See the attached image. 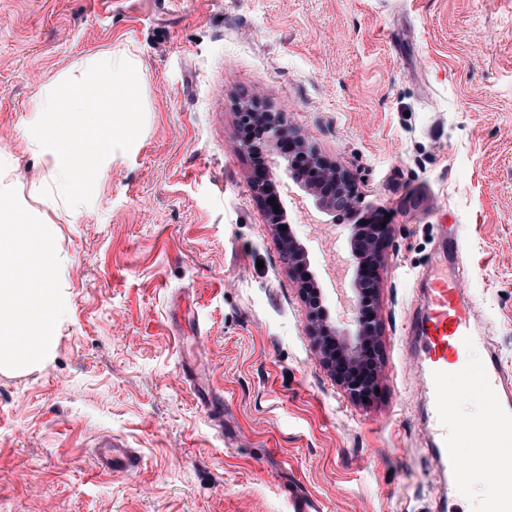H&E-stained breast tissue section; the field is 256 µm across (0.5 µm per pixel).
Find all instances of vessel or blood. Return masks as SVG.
I'll return each instance as SVG.
<instances>
[{
  "label": "vessel or blood",
  "mask_w": 512,
  "mask_h": 512,
  "mask_svg": "<svg viewBox=\"0 0 512 512\" xmlns=\"http://www.w3.org/2000/svg\"><path fill=\"white\" fill-rule=\"evenodd\" d=\"M409 339L424 392L423 428L454 496H465L469 485L470 466L459 452L465 442L490 449L493 482L512 486V373L489 350L488 333L464 297L461 278L449 275L447 264L429 272L424 303L409 318ZM480 345L488 353L478 361L473 353ZM474 394L485 400L486 412L460 415L459 400ZM96 460L103 472L132 474L140 467L134 449L109 438L102 441Z\"/></svg>",
  "instance_id": "1"
}]
</instances>
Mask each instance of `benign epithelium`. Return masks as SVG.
I'll return each mask as SVG.
<instances>
[{"label":"benign epithelium","instance_id":"7a95c632","mask_svg":"<svg viewBox=\"0 0 512 512\" xmlns=\"http://www.w3.org/2000/svg\"><path fill=\"white\" fill-rule=\"evenodd\" d=\"M241 132L237 149L240 153L254 157L258 165L253 169L251 186L255 195L266 202V220L275 231L288 223V211L279 192L274 190V183L287 185L292 182L312 197L316 206L327 213L346 208L356 214L362 210V198L350 173L334 162L325 159L316 148L308 145L299 132L288 125L283 112H265L260 107L244 106L240 113ZM295 142L294 152L298 158L288 157L284 167L286 181H281L272 165L267 163V156L284 140ZM274 202H269V199ZM279 209H274L273 205ZM390 227L374 223L350 225L349 243L352 256L357 260L356 277L353 283V317L349 326H330L323 323L316 311H310L311 331L320 336L327 333L331 340L339 343L344 360L354 361L359 357L363 343L371 338L381 336L377 316L368 317L359 305L360 295L368 291L377 297L381 288L380 271L385 252L390 242ZM279 244L291 270L307 263L308 250L293 234L288 237L278 236ZM336 381L353 399L361 398L370 383L345 381L336 368H331Z\"/></svg>","mask_w":512,"mask_h":512}]
</instances>
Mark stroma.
Wrapping results in <instances>:
<instances>
[{"mask_svg":"<svg viewBox=\"0 0 512 512\" xmlns=\"http://www.w3.org/2000/svg\"><path fill=\"white\" fill-rule=\"evenodd\" d=\"M103 52L146 76L144 126L69 207L29 128L43 86ZM285 113L393 229L378 393L321 361L238 106ZM0 205L51 226L64 305L45 364L0 372V512H472L448 498L404 351L420 282L459 235L465 288L512 368V0H0ZM330 320L348 230L286 198ZM138 473L101 474L103 437Z\"/></svg>","mask_w":512,"mask_h":512,"instance_id":"stroma-1","label":"stroma"}]
</instances>
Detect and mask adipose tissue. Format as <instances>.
<instances>
[{
  "instance_id": "obj_1",
  "label": "adipose tissue",
  "mask_w": 512,
  "mask_h": 512,
  "mask_svg": "<svg viewBox=\"0 0 512 512\" xmlns=\"http://www.w3.org/2000/svg\"><path fill=\"white\" fill-rule=\"evenodd\" d=\"M0 370L20 371L45 362L56 344L54 322L62 312L48 286L40 252L0 257Z\"/></svg>"
}]
</instances>
